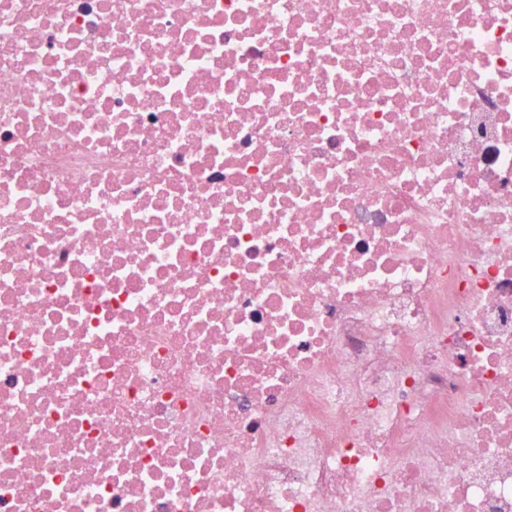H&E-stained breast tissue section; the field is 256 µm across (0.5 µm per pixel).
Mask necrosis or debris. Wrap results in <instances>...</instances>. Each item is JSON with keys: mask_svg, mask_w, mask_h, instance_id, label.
<instances>
[{"mask_svg": "<svg viewBox=\"0 0 512 512\" xmlns=\"http://www.w3.org/2000/svg\"><path fill=\"white\" fill-rule=\"evenodd\" d=\"M0 512H512V0H0Z\"/></svg>", "mask_w": 512, "mask_h": 512, "instance_id": "necrosis-or-debris-1", "label": "necrosis or debris"}]
</instances>
